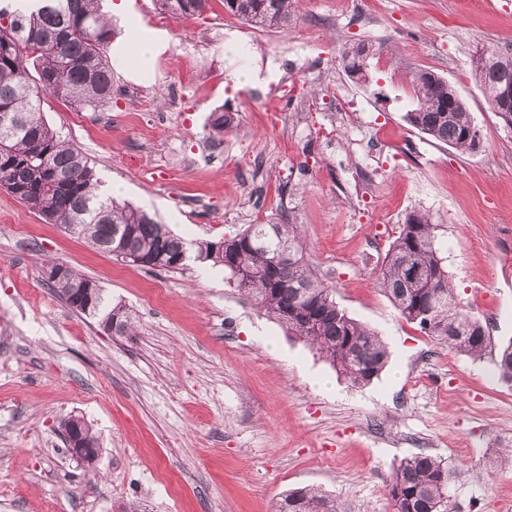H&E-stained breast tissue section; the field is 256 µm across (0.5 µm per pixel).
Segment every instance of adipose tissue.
<instances>
[{
	"mask_svg": "<svg viewBox=\"0 0 512 512\" xmlns=\"http://www.w3.org/2000/svg\"><path fill=\"white\" fill-rule=\"evenodd\" d=\"M167 47L162 31L139 24L128 28L124 37L116 39L111 46L114 71L145 78L150 63Z\"/></svg>",
	"mask_w": 512,
	"mask_h": 512,
	"instance_id": "obj_1",
	"label": "adipose tissue"
}]
</instances>
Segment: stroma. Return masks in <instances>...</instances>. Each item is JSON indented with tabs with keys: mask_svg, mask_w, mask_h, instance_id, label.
Instances as JSON below:
<instances>
[{
	"mask_svg": "<svg viewBox=\"0 0 512 512\" xmlns=\"http://www.w3.org/2000/svg\"><path fill=\"white\" fill-rule=\"evenodd\" d=\"M477 2L300 0L283 32L252 28L224 0L188 20L132 0L141 23L168 35L153 82L113 74L99 112L45 95L50 126L187 241L300 224L337 303L390 359L351 386L223 268L118 263L0 187V512H275L307 486L347 512H393V470L416 453L449 466L448 512L512 503V387L493 355L448 352L377 285L400 225L430 214L458 301L494 344L512 340V129L472 74L478 50L512 49V0ZM283 41L290 52L274 58ZM361 42L372 53L360 81L338 57ZM236 70L251 82L236 84ZM419 70L455 87L478 149L408 123ZM226 112L231 128L215 133ZM47 260L95 281L134 332L108 335L67 307L42 280ZM74 415L98 438L95 468L65 445Z\"/></svg>",
	"mask_w": 512,
	"mask_h": 512,
	"instance_id": "1",
	"label": "stroma"
}]
</instances>
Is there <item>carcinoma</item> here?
I'll use <instances>...</instances> for the list:
<instances>
[{
	"instance_id": "cac0c4a2",
	"label": "carcinoma",
	"mask_w": 512,
	"mask_h": 512,
	"mask_svg": "<svg viewBox=\"0 0 512 512\" xmlns=\"http://www.w3.org/2000/svg\"><path fill=\"white\" fill-rule=\"evenodd\" d=\"M98 0H41L25 14L0 8V114L17 124L0 130V185L50 224L81 234L80 224H94L87 241L116 260L148 270L176 271L185 239L143 210L97 193L96 169L76 146L67 144L48 124L41 100L53 95L81 111L99 112L112 100V64L108 49L112 27L99 13ZM207 0H156L159 8L189 18L202 14ZM224 11L255 29L288 30L296 23V0H224ZM370 47L359 44L342 53L343 70L361 78ZM503 51L484 49L473 67L493 111L502 106L500 76L491 61ZM415 108L408 123L448 146L479 147L471 135V112L455 88L430 71L414 74ZM439 225L430 215L414 213L400 226L383 261L378 286L400 316L456 354L477 358L491 347L486 327L457 301ZM194 259L224 268L226 283L266 316L312 344L336 372L354 386L367 385L385 368V342L341 308L333 288L310 261L298 225L250 224L224 239V248L199 241ZM420 268L425 282L409 283ZM71 310L102 321L113 335L131 329L125 308L112 304L93 280L66 266L46 282ZM81 288L94 289L92 304L78 302ZM500 380L512 386V342L495 359ZM450 470L437 458L418 453L400 461L391 480L395 512H446ZM276 512H347L333 497L314 488L292 490Z\"/></svg>"
}]
</instances>
